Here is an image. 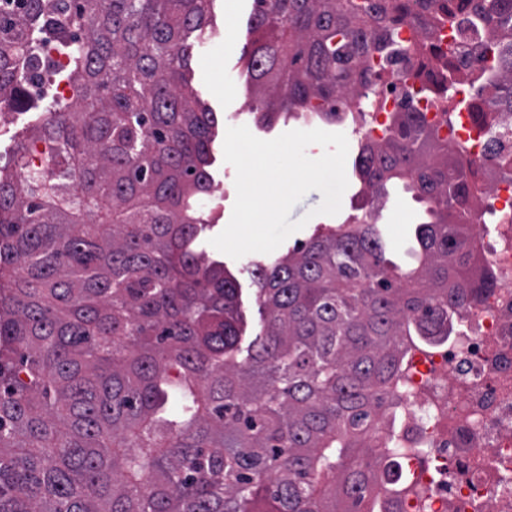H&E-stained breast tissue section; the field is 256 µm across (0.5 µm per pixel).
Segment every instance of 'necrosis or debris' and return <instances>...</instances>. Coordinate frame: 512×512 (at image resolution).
<instances>
[{"label": "necrosis or debris", "mask_w": 512, "mask_h": 512, "mask_svg": "<svg viewBox=\"0 0 512 512\" xmlns=\"http://www.w3.org/2000/svg\"><path fill=\"white\" fill-rule=\"evenodd\" d=\"M433 23L427 16L421 24H403L399 40L421 44V51L383 67L371 64L366 89L339 113L344 118L367 113L370 125L361 131L367 141L389 136L395 113L419 112L449 133L452 143H467L476 168L474 207L497 218L493 224L480 218L471 226L477 264L492 274L495 286L465 305L454 336L407 363L397 402L399 423L382 434L399 441L396 461L409 491L392 495L391 478L381 466L370 485L387 512H512V110L473 99L465 125L452 130V100L410 97V75L417 71L437 83L448 75L462 83L479 72L490 85L504 72L503 65L481 61L472 32L461 33L453 50L447 39L425 38V27ZM39 53L58 78L48 85L29 80L31 95L76 99L73 86L60 78L68 56L58 41L44 38ZM473 127L479 130L474 138Z\"/></svg>", "instance_id": "necrosis-or-debris-1"}]
</instances>
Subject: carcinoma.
I'll return each mask as SVG.
<instances>
[{"label": "carcinoma", "instance_id": "1", "mask_svg": "<svg viewBox=\"0 0 512 512\" xmlns=\"http://www.w3.org/2000/svg\"><path fill=\"white\" fill-rule=\"evenodd\" d=\"M422 0H254L246 69L269 123L316 103L336 122L355 63L403 54ZM512 42V0H428ZM0 103L29 99L37 42L69 44L81 90L34 125L39 164L0 169V512H378L368 474L409 354L450 336L475 274L471 169L417 112L355 168L427 203L407 272L376 224L343 225L236 278L200 249L218 120L188 73L213 0H5ZM495 102L512 106V75Z\"/></svg>", "mask_w": 512, "mask_h": 512}]
</instances>
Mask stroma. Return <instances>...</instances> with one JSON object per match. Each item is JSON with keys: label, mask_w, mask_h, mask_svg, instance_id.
I'll list each match as a JSON object with an SVG mask.
<instances>
[{"label": "stroma", "mask_w": 512, "mask_h": 512, "mask_svg": "<svg viewBox=\"0 0 512 512\" xmlns=\"http://www.w3.org/2000/svg\"><path fill=\"white\" fill-rule=\"evenodd\" d=\"M253 0H215L214 11L217 18L218 36L205 37L199 51L191 62V84L207 107L216 112L219 118L218 134L212 144V165L214 190L209 197L208 216L211 222L205 233L206 239L200 244L214 259L223 261L237 278L242 291V311L247 322L258 319L257 307L253 299L254 285L248 269L252 264H266L287 254L298 244L306 242L316 229L336 227L348 223L357 213L362 201V184L354 169H347L348 187L342 197V206L335 215H314L313 210L322 201L321 193L308 192L294 206L289 219H305V226L290 235L274 252L249 253L233 259L211 247L209 240L220 234L228 225L236 199L235 176L232 165L224 160L223 144L225 132L230 126L231 113H239L241 122L252 125L254 136L271 140L284 132L293 130L290 122L253 126V116L244 110V102L254 101L256 88L246 73L245 55L250 49L251 16ZM37 112L14 109L6 122L0 123V166L12 167L15 153L20 144L29 142L31 127ZM426 205L409 193H391L381 226L383 244L388 258L405 263L406 252L411 246V228L425 216Z\"/></svg>", "instance_id": "obj_1"}]
</instances>
